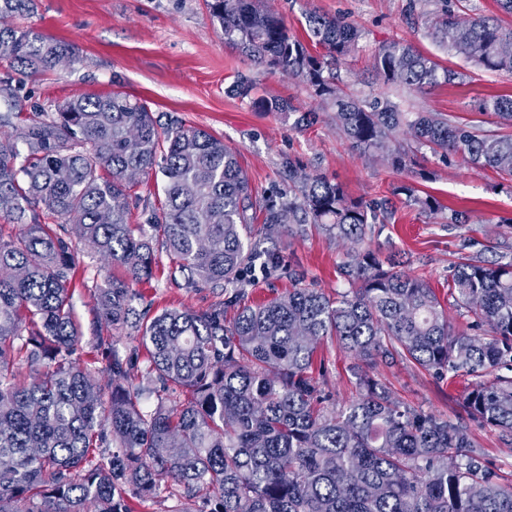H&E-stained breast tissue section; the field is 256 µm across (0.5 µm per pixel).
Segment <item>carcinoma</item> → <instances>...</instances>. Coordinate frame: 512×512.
Returning a JSON list of instances; mask_svg holds the SVG:
<instances>
[{
  "label": "carcinoma",
  "instance_id": "carcinoma-1",
  "mask_svg": "<svg viewBox=\"0 0 512 512\" xmlns=\"http://www.w3.org/2000/svg\"><path fill=\"white\" fill-rule=\"evenodd\" d=\"M441 3L432 30L439 45L478 68L512 73V54L498 53L512 44V27ZM208 6L225 43L330 104L353 147L404 170L399 136L408 132L442 160L457 155L512 179L511 134L344 92L333 70L358 48L355 25L308 12L305 43L261 0ZM32 10L33 0H0L1 19ZM0 55L38 74L75 57L76 47L32 27L0 26ZM371 72L419 92L464 78L400 40L375 51ZM253 91L241 78L229 93L264 112L297 111ZM478 109L512 122V93L487 96ZM301 167L288 159L298 192L255 202L223 140L162 126L147 102L121 92L72 97L41 109L19 134L0 135V213L19 226L0 238V512H134L131 499L145 501L168 481L181 490L175 512H512V483L499 482L461 426L400 405L360 368L357 397L330 410L313 376L328 336L366 364L400 358L439 377L463 372L476 378L463 402L468 416L512 443V376L500 374L512 373V261L458 258L448 289L473 321L457 329L425 279L370 249L367 230L384 223L387 200L351 199L320 174L298 176ZM155 169L164 200L146 223L132 224L126 174ZM397 191L421 215L442 209L411 185ZM255 207L270 226L313 224L350 242L340 266L350 288L333 298L297 286L257 305L241 307L232 295L205 312L136 314L130 283L151 276L159 239L184 287L236 284L264 254L248 232ZM42 208L61 223H43ZM74 237L125 270L96 286L97 323L136 329L145 378L164 391L180 387L183 400L160 397L142 410L137 352L121 351L112 336L92 345L107 383L90 378L77 357ZM26 368L36 370L29 380Z\"/></svg>",
  "mask_w": 512,
  "mask_h": 512
}]
</instances>
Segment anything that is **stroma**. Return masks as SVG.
Here are the masks:
<instances>
[{"mask_svg":"<svg viewBox=\"0 0 512 512\" xmlns=\"http://www.w3.org/2000/svg\"><path fill=\"white\" fill-rule=\"evenodd\" d=\"M264 5L283 17L290 32L301 39L306 36L304 16L310 11L345 18L360 29L358 49L337 70V83L346 92L364 94L372 89L407 112H441L458 122L480 121L485 129L512 134V123L477 110L481 98L512 92V74L468 65L432 42L428 26L441 8L440 0H264ZM20 23L74 44L79 56L36 75L0 57V79L11 78L20 88L12 105L0 101V112L12 110L15 128L24 127L39 109L67 98L121 91L146 101L160 123L179 122L223 139L236 152L256 194L291 188L286 162L292 157L300 160L305 173L340 183L350 198H390L392 218L372 225L370 247L381 258L399 261L402 270L422 275L440 300L448 298V275L459 254L485 262L512 260V182L458 157L440 161L425 147L411 153L409 168L402 172L393 170L381 155L357 150L337 128L331 107L311 97L297 81L255 64L225 44L207 0H36L34 14ZM394 39L413 44L440 66L464 72L463 84H441L422 93L371 86V56ZM241 75L256 82L257 95L289 99L301 111L318 112L317 123L299 128L295 115L262 112L229 95L228 87ZM422 168L427 178L416 177ZM403 183L413 184L419 195L435 197L442 212L418 215L405 195L392 192ZM452 209L469 211L470 223L450 224ZM251 236L276 261L270 266L253 263L236 289L178 286L171 281L169 259L161 252L151 278L132 286L136 307L154 314L166 309L205 311L234 291L242 303L253 305L282 294L298 277L332 296L348 290L339 273L347 243L311 226L292 235L287 227L272 229L259 220L252 224ZM79 259L84 284L75 288L72 305L89 339L98 328L93 288L122 276L123 270L106 264L85 245ZM317 364L323 370V388L337 402L356 395L355 361L336 339L321 342ZM369 371L402 405L463 426L484 449L489 468L502 480H512V445L469 419L462 409L472 377L440 378L406 360L389 364L378 359Z\"/></svg>","mask_w":512,"mask_h":512,"instance_id":"stroma-1","label":"stroma"}]
</instances>
